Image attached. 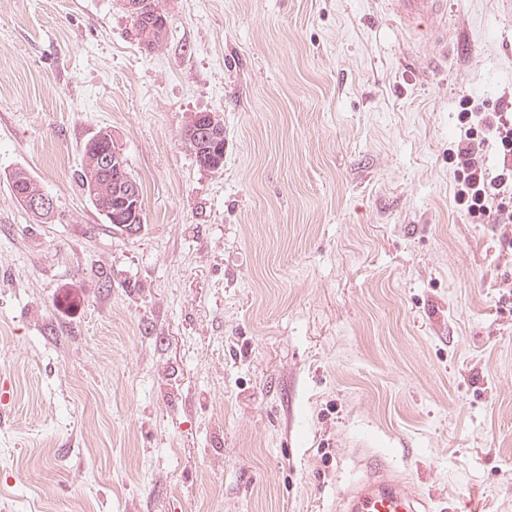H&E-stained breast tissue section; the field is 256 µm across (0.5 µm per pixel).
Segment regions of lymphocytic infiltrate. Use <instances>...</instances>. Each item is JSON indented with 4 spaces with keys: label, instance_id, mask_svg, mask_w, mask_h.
<instances>
[{
    "label": "lymphocytic infiltrate",
    "instance_id": "1",
    "mask_svg": "<svg viewBox=\"0 0 512 512\" xmlns=\"http://www.w3.org/2000/svg\"><path fill=\"white\" fill-rule=\"evenodd\" d=\"M456 124L460 136L448 149V169L458 211L473 224H511L512 113L486 110L465 96L456 107ZM489 146L499 159L492 168L483 162Z\"/></svg>",
    "mask_w": 512,
    "mask_h": 512
}]
</instances>
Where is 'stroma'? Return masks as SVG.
<instances>
[{
	"label": "stroma",
	"mask_w": 512,
	"mask_h": 512,
	"mask_svg": "<svg viewBox=\"0 0 512 512\" xmlns=\"http://www.w3.org/2000/svg\"><path fill=\"white\" fill-rule=\"evenodd\" d=\"M443 2L444 52L384 0H160L149 51L119 0H0V512H336L372 462L512 512V224L448 170L459 97L512 101V0ZM103 129L133 235L77 181ZM193 118L185 129L191 124L192 130L190 133L195 131V139L200 142L198 146L200 154H208L212 152V147L217 141L224 136L223 124L214 114H208L205 118L201 116ZM21 180L25 186V189L29 192V194L35 195H28L26 191H20V193H17L18 196H16L13 192V195L15 198L21 203V200L18 198L20 197L24 203L27 205V207L33 211L32 213L41 219H50L54 217V211L51 215H38L36 213H46L51 212L54 207V201L51 197L47 195H36L40 194L42 190L39 183L34 180L26 171L24 170H16L13 172L11 176V185L13 184V181H19ZM24 204V205H25ZM35 212V213H34Z\"/></svg>",
	"instance_id": "stroma-1"
}]
</instances>
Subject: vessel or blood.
Returning <instances> with one entry per match:
<instances>
[{
  "label": "vessel or blood",
  "mask_w": 512,
  "mask_h": 512,
  "mask_svg": "<svg viewBox=\"0 0 512 512\" xmlns=\"http://www.w3.org/2000/svg\"><path fill=\"white\" fill-rule=\"evenodd\" d=\"M392 15L401 28L420 36H437L440 0H388ZM343 512H421V501L402 479L384 465H374L368 486L343 492Z\"/></svg>",
  "instance_id": "vessel-or-blood-1"
}]
</instances>
